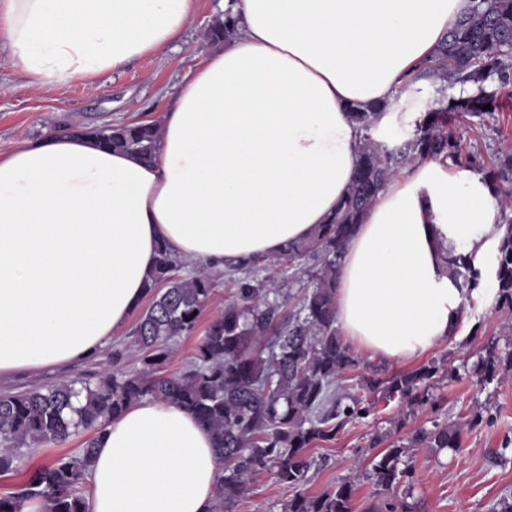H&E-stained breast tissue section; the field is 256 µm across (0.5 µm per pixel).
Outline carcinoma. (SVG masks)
Returning a JSON list of instances; mask_svg holds the SVG:
<instances>
[{
    "label": "carcinoma",
    "instance_id": "cac0c4a2",
    "mask_svg": "<svg viewBox=\"0 0 512 512\" xmlns=\"http://www.w3.org/2000/svg\"><path fill=\"white\" fill-rule=\"evenodd\" d=\"M438 77L448 88L436 106L422 113L413 133L389 146L375 141L378 117L373 107L349 106L361 129L357 166L346 197L327 224L281 253L230 266L235 298L224 312L199 330L200 318L218 286L216 275L201 266L189 277L177 275L181 261L162 242L148 284L149 304L132 329L138 358L76 379L17 393L0 394V473L20 468L32 449L81 439L80 447L63 452L31 471L17 490L0 497V512H88L84 485L96 434L109 419L142 399L169 403L193 412L215 435L223 474L211 512H233L250 490L254 474L272 471L278 484L293 491L281 512H352L350 480L319 495L304 492L313 460L309 448L331 441L349 421L368 417L373 404L364 395L398 397L411 413L435 406L432 389L440 373L436 361L385 377L373 369L361 375L363 394L339 392L338 382L360 369L361 359L344 342L336 326V277L346 240L385 185L403 168L431 158L460 160L453 130L457 118H481L498 108L486 82L495 77L512 83V0H474L438 46L435 59L417 75ZM489 104L491 109L483 106ZM105 147L152 159L159 146V124L136 121L101 126H74ZM497 247L494 279L497 304L512 309V217ZM448 270L459 287L472 292L481 273L472 255L450 252ZM304 282L299 307L283 318L277 282ZM506 343L491 341L470 372L481 385L512 374V326ZM200 334L194 360L177 375L164 366L183 336ZM85 396L76 408L73 399ZM488 421L474 411L463 422L431 421L391 442L375 454L363 478L376 487L381 502L373 512H398L393 492L415 481L413 449L460 448L464 429Z\"/></svg>",
    "mask_w": 512,
    "mask_h": 512
}]
</instances>
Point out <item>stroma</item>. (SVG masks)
Here are the masks:
<instances>
[{"label": "stroma", "mask_w": 512, "mask_h": 512, "mask_svg": "<svg viewBox=\"0 0 512 512\" xmlns=\"http://www.w3.org/2000/svg\"><path fill=\"white\" fill-rule=\"evenodd\" d=\"M222 0H195L192 19L166 52L146 56L95 82L75 81L61 89L33 91L14 65L5 40L0 39V156L8 155L23 142L57 131L60 126H100L116 121L160 120L175 93L218 45L207 38V30L222 15ZM501 109L479 120L466 116L457 120L461 154L476 155L486 170H494L502 156L512 153V85L497 80L486 84ZM494 254L475 260L482 273L479 290L472 292L458 324V339L430 351V358L460 365L476 361L488 342L502 335L504 321L512 311L496 306V285L491 271ZM438 408L422 406L405 415L400 399L373 396L374 410L365 419L347 423L336 438L317 443L308 454L315 462L306 490L319 494L354 477L357 468L374 456L369 443L375 436L393 433L397 420L405 431L429 424L435 417L461 421L479 406H487L490 423L464 430L459 451H417V480L396 495L404 512H493L501 497L512 495V455L501 461L490 454L505 439H512V378L479 389L471 374L456 381L438 378L434 390ZM290 492L276 483L271 472L254 476L251 490L235 512H280Z\"/></svg>", "instance_id": "stroma-1"}]
</instances>
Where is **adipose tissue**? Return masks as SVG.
<instances>
[{
	"mask_svg": "<svg viewBox=\"0 0 512 512\" xmlns=\"http://www.w3.org/2000/svg\"><path fill=\"white\" fill-rule=\"evenodd\" d=\"M472 0H233L235 31L176 92L144 161L80 132L0 157V383L101 356L144 298L157 246L213 268L279 252L326 223L357 164L351 104H382L374 138L412 129L414 71ZM194 0H0L30 87L93 81L164 53ZM482 172L442 159L391 180L344 247L336 320L372 358L414 362L457 335L448 252L498 245ZM221 462L190 411L144 399L106 422L89 512H209Z\"/></svg>",
	"mask_w": 512,
	"mask_h": 512,
	"instance_id": "obj_1",
	"label": "adipose tissue"
}]
</instances>
